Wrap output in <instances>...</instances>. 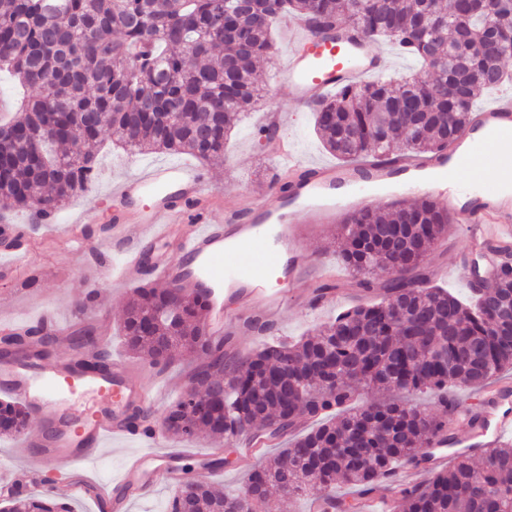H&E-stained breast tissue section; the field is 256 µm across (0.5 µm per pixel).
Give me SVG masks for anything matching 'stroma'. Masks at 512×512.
<instances>
[{"instance_id":"1","label":"stroma","mask_w":512,"mask_h":512,"mask_svg":"<svg viewBox=\"0 0 512 512\" xmlns=\"http://www.w3.org/2000/svg\"><path fill=\"white\" fill-rule=\"evenodd\" d=\"M287 43V30L276 27L273 61H259L255 68V79L263 88L264 108L249 112L238 131L231 134L222 160L204 166L213 198L223 203H241L251 195L265 198L272 207L281 201L280 172L267 155L264 145L256 143L252 136V129L261 119L264 109L282 113V130L295 141L300 157L318 162L333 159L313 130L311 110L302 108L291 95L288 74L283 70ZM147 160V155L124 152L113 136H105L98 154L99 175L96 181L72 197L62 210V217L66 220L75 211L85 215L84 246L74 245L66 237L49 234L43 228L20 236L14 250L0 245V331L33 324L45 309L51 310L60 321H67L77 301L85 297L90 300L84 311L86 322L95 324L105 316L111 327L120 325L130 296V285L104 283L92 291L84 281V273L86 268L94 265L108 272L122 263V256L109 251L107 244L115 227L113 216L123 210L125 204L107 198L105 192L111 181L132 175ZM460 261L472 265L477 257L471 252L464 232L450 228L425 256L423 265L432 283L447 288L466 301L470 298L469 289L449 273L450 268ZM342 292L343 300L316 312L308 311L299 301L288 303L277 325L271 327L264 338L246 333L236 336L237 351L245 356L259 347L262 340L292 341L310 334L315 328L333 320L337 313L355 305L357 296L352 288L343 287ZM110 349L114 357L126 358L143 382L158 391L154 416L162 418L165 408L182 391L188 364L176 362L159 376L145 361L126 356L118 336H111ZM210 446V441L204 438L193 441L194 457L179 461V468L188 469L196 479L222 485L226 492H237L245 480L244 475L238 473L233 463L220 469L206 467L202 454L209 451Z\"/></svg>"}]
</instances>
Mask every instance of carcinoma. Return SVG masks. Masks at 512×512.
<instances>
[{
  "instance_id": "carcinoma-1",
  "label": "carcinoma",
  "mask_w": 512,
  "mask_h": 512,
  "mask_svg": "<svg viewBox=\"0 0 512 512\" xmlns=\"http://www.w3.org/2000/svg\"><path fill=\"white\" fill-rule=\"evenodd\" d=\"M459 26L444 0H0V69L33 92L0 127V206L60 209L97 177L96 152L111 132L130 152L224 156V144L262 90L257 60L270 54L278 17L331 25L356 22L371 40L386 39L434 67L430 83L378 79L340 90L314 111L315 132L336 158L357 162L385 152L397 137L425 154L444 147L470 123L476 100L512 80V0L485 13L454 0ZM454 219L430 198L391 212L365 210L340 226L341 256L356 287L378 294L294 343L272 341L246 357L227 339L202 347L208 302L183 288L134 289L120 331L126 347L164 367L183 352L201 359L185 389L209 400L198 412L181 394L164 412L165 434L181 441L205 435L224 444L209 465H226L239 424L250 438L280 444L247 473L242 491L183 478L167 512H282L285 502L342 481L366 492L448 425L398 395L431 392L448 413V387L478 386L512 367V247L499 246L494 282L474 283L465 303L429 285L422 261ZM395 273L378 285L377 271ZM44 325L0 335V354L39 361L57 354ZM80 368L106 375L111 355L93 324L73 340ZM394 398L358 405L369 392ZM313 427L297 430L299 417ZM21 404L0 400V436L30 424ZM476 468L460 451L452 466L433 469L395 490L407 512H512V442L496 441ZM0 512H71L46 488L13 498Z\"/></svg>"
}]
</instances>
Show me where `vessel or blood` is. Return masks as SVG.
<instances>
[{
  "label": "vessel or blood",
  "instance_id": "b4317fda",
  "mask_svg": "<svg viewBox=\"0 0 512 512\" xmlns=\"http://www.w3.org/2000/svg\"><path fill=\"white\" fill-rule=\"evenodd\" d=\"M287 71L296 101L315 107L339 89L389 69L387 55L371 50L360 26L337 24L319 29L305 19L287 21ZM512 152V93L472 112L470 126L445 148L426 156L378 154L364 166L336 165L296 160L287 137L271 142L270 155L279 171L288 174V197L313 206L321 222H330L334 212L369 209L376 190L387 189L390 201L428 195L441 202L452 201L451 184L470 185L476 195L470 204L458 207L462 229L472 245L485 248L489 237L512 238V196L497 191L512 182V166L504 164ZM206 178L191 162L149 163L137 174L113 185L109 195L119 200L150 198L136 226L119 224L116 248L123 265L113 273L116 283L143 279L141 252L145 245L166 242L179 254L173 262L159 255L153 272L171 285H189L203 295L209 309L203 322L208 344L224 341L243 331L255 317H275L282 297L270 286L272 274L288 272L300 282L307 260L303 233L293 212L268 208L261 201L225 208L220 223L211 220L205 202ZM230 286L237 305L227 308L223 286ZM79 359L65 355L51 363L30 364L24 357L0 362V391L24 404L32 416L61 413L70 394L91 390L111 397V411L74 407L72 418L62 417L59 426L38 435L21 434L14 448L31 468L52 469L59 458L72 463L65 483L77 495L91 496L101 512H127L126 487L139 489L171 485L179 478L181 450H165L158 428L130 422L132 413L152 412L155 400L124 361L112 363L109 375L80 371ZM482 427L466 441L471 453H481L488 440L512 435V388L497 387L480 399ZM139 439L144 450L133 452L113 484L97 483L87 464L104 447Z\"/></svg>",
  "mask_w": 512,
  "mask_h": 512
}]
</instances>
